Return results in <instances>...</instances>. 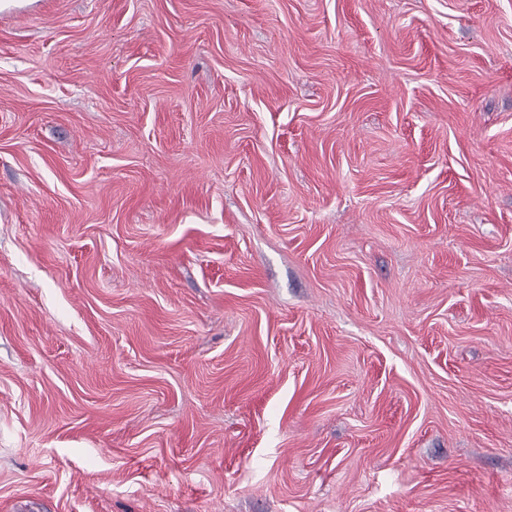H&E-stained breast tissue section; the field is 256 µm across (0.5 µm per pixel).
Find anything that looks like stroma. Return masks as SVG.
I'll use <instances>...</instances> for the list:
<instances>
[{
    "mask_svg": "<svg viewBox=\"0 0 512 512\" xmlns=\"http://www.w3.org/2000/svg\"><path fill=\"white\" fill-rule=\"evenodd\" d=\"M0 512H512V0L0 13Z\"/></svg>",
    "mask_w": 512,
    "mask_h": 512,
    "instance_id": "1",
    "label": "stroma"
}]
</instances>
